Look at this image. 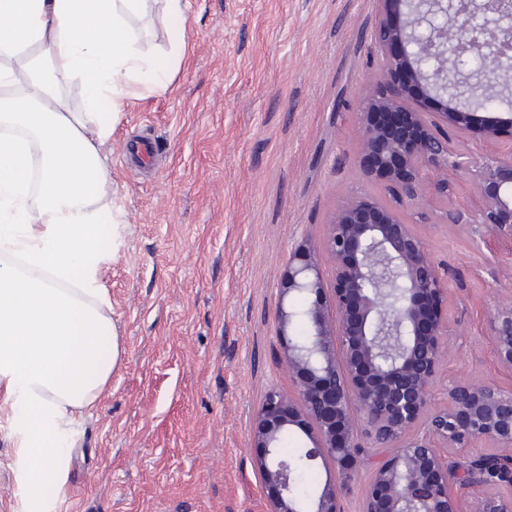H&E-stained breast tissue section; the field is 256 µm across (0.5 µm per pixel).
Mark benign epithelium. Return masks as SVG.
<instances>
[{
    "label": "benign epithelium",
    "mask_w": 512,
    "mask_h": 512,
    "mask_svg": "<svg viewBox=\"0 0 512 512\" xmlns=\"http://www.w3.org/2000/svg\"><path fill=\"white\" fill-rule=\"evenodd\" d=\"M374 39L385 78L362 100L359 167L381 182L395 205L369 196L336 209L324 237L306 239L288 254L282 296L304 306L280 307L279 340L293 383L270 391L256 410L253 447L259 451L268 512H341L342 484L327 481L311 501L293 492V464L282 458L283 434L296 428L311 446V465L343 467L359 453L355 429L368 426L383 455L374 462L362 512H512V387L457 379L437 404L434 393L448 339V284L416 225L401 208L425 190L448 196V170L470 175L477 205L445 211L443 224H466L512 241V148L472 163L448 148V134L474 129L472 104L483 79L462 69L478 56L492 61L498 95L512 86V0H381ZM429 93L437 111L424 112L410 92ZM489 141L512 128L490 120ZM334 271L324 286L321 262ZM300 320L307 340L289 333ZM490 339L498 364L512 371V297L496 305ZM487 445L468 470L484 469L483 492L465 511L454 493L462 479L451 453Z\"/></svg>",
    "instance_id": "obj_1"
}]
</instances>
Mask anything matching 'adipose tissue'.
<instances>
[{
	"label": "adipose tissue",
	"mask_w": 512,
	"mask_h": 512,
	"mask_svg": "<svg viewBox=\"0 0 512 512\" xmlns=\"http://www.w3.org/2000/svg\"><path fill=\"white\" fill-rule=\"evenodd\" d=\"M150 0H0V413L20 512H56L74 427L121 360L101 270L120 244L104 151L132 87H167L132 17ZM80 83L84 110L65 94Z\"/></svg>",
	"instance_id": "obj_1"
}]
</instances>
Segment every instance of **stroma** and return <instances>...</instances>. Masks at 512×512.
<instances>
[{
	"instance_id": "obj_1",
	"label": "stroma",
	"mask_w": 512,
	"mask_h": 512,
	"mask_svg": "<svg viewBox=\"0 0 512 512\" xmlns=\"http://www.w3.org/2000/svg\"><path fill=\"white\" fill-rule=\"evenodd\" d=\"M185 22L160 6L132 18L143 53L164 60L183 33L168 88L138 86L112 127L108 164L122 244L102 270L123 353L107 390L76 428L59 512H266L252 417L292 384L280 362L279 305L291 249L322 238L357 194L385 197L356 166L362 94L383 67L374 42L380 0H189ZM136 135L155 138L149 170L121 160ZM447 198L422 209L473 208L472 186L449 172ZM415 224L450 288L455 348L443 388L463 376L512 385L487 336L496 300L512 294V243L467 227ZM343 490L361 512L373 455Z\"/></svg>"
}]
</instances>
